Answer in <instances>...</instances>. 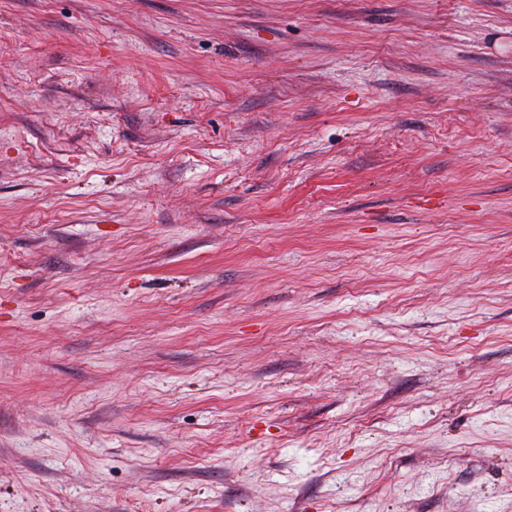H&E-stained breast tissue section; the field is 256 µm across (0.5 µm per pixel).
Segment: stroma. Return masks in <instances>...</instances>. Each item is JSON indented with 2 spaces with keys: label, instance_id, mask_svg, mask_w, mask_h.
Instances as JSON below:
<instances>
[{
  "label": "stroma",
  "instance_id": "obj_1",
  "mask_svg": "<svg viewBox=\"0 0 512 512\" xmlns=\"http://www.w3.org/2000/svg\"><path fill=\"white\" fill-rule=\"evenodd\" d=\"M0 512H512V0H0Z\"/></svg>",
  "mask_w": 512,
  "mask_h": 512
}]
</instances>
